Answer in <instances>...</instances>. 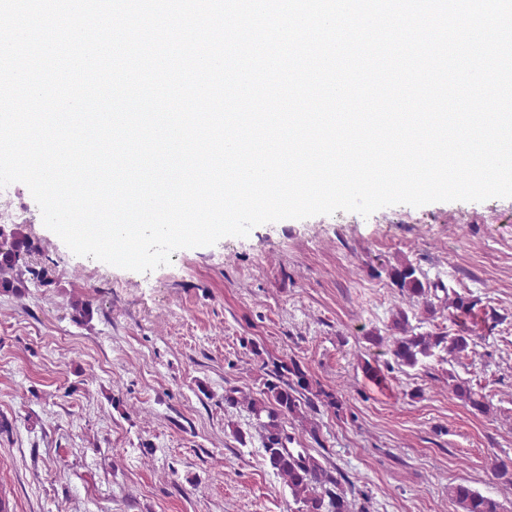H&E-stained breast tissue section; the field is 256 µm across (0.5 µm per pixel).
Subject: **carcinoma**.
<instances>
[{"instance_id":"1","label":"carcinoma","mask_w":512,"mask_h":512,"mask_svg":"<svg viewBox=\"0 0 512 512\" xmlns=\"http://www.w3.org/2000/svg\"><path fill=\"white\" fill-rule=\"evenodd\" d=\"M37 251L34 241L20 224L0 233V293L17 294L27 288L31 278L43 275L28 262ZM388 275L400 296L423 305L427 315L435 316L437 309L431 295L438 290L448 292L445 286H433L423 280L419 268L407 260L391 267ZM445 300L448 301L444 305L448 320L461 324V329L453 334L447 331L418 333L406 312L399 310L393 315L392 341L385 351L389 356L385 361L388 370L424 367L432 358L450 362L476 346L478 335L467 327V323L477 322L476 303L457 292ZM448 386L471 408L481 413L490 411L486 396L451 371ZM247 409L262 433L265 461L287 483L297 512H350L338 477L308 449L288 448L292 437L287 433L286 424L296 420L305 424V431L314 441H319V427L309 419V413L321 409L333 414L340 412L342 403L336 393L322 388L297 361L283 359L265 369L259 396L248 401ZM448 495L461 512H512L498 499L465 484L448 488Z\"/></svg>"}]
</instances>
